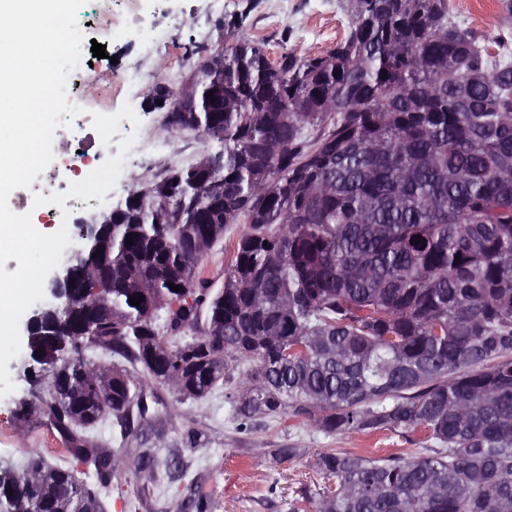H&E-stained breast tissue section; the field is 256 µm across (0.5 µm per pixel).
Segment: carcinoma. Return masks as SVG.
I'll list each match as a JSON object with an SVG mask.
<instances>
[{
    "mask_svg": "<svg viewBox=\"0 0 512 512\" xmlns=\"http://www.w3.org/2000/svg\"><path fill=\"white\" fill-rule=\"evenodd\" d=\"M350 10L324 54L272 62L241 41L170 93L165 124L220 142L221 167L132 191L78 260L93 347L135 369L90 363L85 337L47 322L25 336L65 347L20 411L41 410L68 457L0 473V512H101L110 454L83 430L145 410L151 382L201 399L237 360L255 363L227 396L241 427L290 412L429 442L323 453L317 512H512V50L489 52L448 0ZM231 224L246 231L214 291L198 267Z\"/></svg>",
    "mask_w": 512,
    "mask_h": 512,
    "instance_id": "carcinoma-1",
    "label": "carcinoma"
}]
</instances>
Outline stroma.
<instances>
[{
  "mask_svg": "<svg viewBox=\"0 0 512 512\" xmlns=\"http://www.w3.org/2000/svg\"><path fill=\"white\" fill-rule=\"evenodd\" d=\"M137 24L104 33L93 12L80 7L83 72L90 79L120 76L142 68L148 77L131 93L111 101L116 123L111 144L96 141L101 171L95 211L108 212L124 203L131 191L159 180L152 162L122 159L125 140L144 135L166 142L172 166L186 167L216 151L214 143L191 133L166 129L162 111L151 100L157 86L176 91L214 52L249 40L270 60L283 54L302 57L331 50L348 27L346 0H136ZM450 13L493 44L512 34V15L500 0H448ZM106 47V58H95L93 43ZM245 225H231L221 242L204 256L199 276L213 288L224 284V269ZM250 363H233L228 384L217 385L199 400L176 402L164 384L148 385L154 403L144 419L120 425L108 418L86 429L89 442L111 451L118 469L112 488L102 496L103 512H313L326 477L317 463L330 448L361 453H423V433L403 435L383 430L372 434L328 436L310 422L289 414L258 416L250 429H240L224 400L227 391L249 373ZM12 391L0 395V466L24 464L41 456L56 463L63 441L40 415L16 414L18 399L32 383L21 358L8 364ZM273 448L293 449V456L271 461Z\"/></svg>",
  "mask_w": 512,
  "mask_h": 512,
  "instance_id": "stroma-1",
  "label": "stroma"
}]
</instances>
